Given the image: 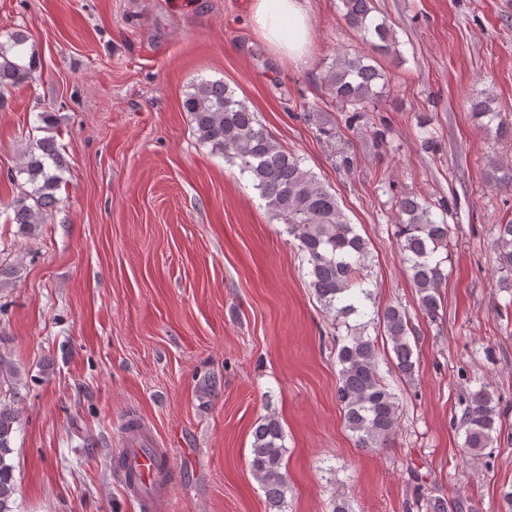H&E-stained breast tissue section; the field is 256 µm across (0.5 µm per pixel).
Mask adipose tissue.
<instances>
[{"mask_svg": "<svg viewBox=\"0 0 512 512\" xmlns=\"http://www.w3.org/2000/svg\"><path fill=\"white\" fill-rule=\"evenodd\" d=\"M252 20L277 55L300 66L307 64L309 16L304 0H253Z\"/></svg>", "mask_w": 512, "mask_h": 512, "instance_id": "obj_1", "label": "adipose tissue"}]
</instances>
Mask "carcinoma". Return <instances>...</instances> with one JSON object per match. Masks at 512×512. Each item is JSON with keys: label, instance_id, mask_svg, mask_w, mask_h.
Segmentation results:
<instances>
[{"label": "carcinoma", "instance_id": "cac0c4a2", "mask_svg": "<svg viewBox=\"0 0 512 512\" xmlns=\"http://www.w3.org/2000/svg\"><path fill=\"white\" fill-rule=\"evenodd\" d=\"M345 23L358 31L370 48L368 53L339 52L324 72L322 83L336 105L355 119L374 112L390 92L391 78L374 64L375 55L396 51L398 41L386 20L374 15V0H340ZM27 35L7 33L0 41V108L9 89L25 83L35 58L25 56ZM198 139L211 145L228 160L238 162L253 188L277 219L287 225L298 241L308 266L309 287L336 329V360L339 366L336 398L347 428L363 448H384L399 425L397 394L380 376L375 341L366 335L377 321L391 344L392 363L407 380L419 372V359L410 341L413 326L406 311L390 305L367 312L372 301L373 280L368 272V241L359 234L332 193L302 159L285 149L257 118L256 113L221 80L201 79L190 86L183 101ZM473 117L481 126L512 137V120L493 107L487 96L472 102ZM67 163L55 135L31 143L18 173L27 175L11 203L10 223L23 235L31 233L59 203L56 191L63 182ZM399 224L396 245L419 297L422 312L434 321L440 307L439 288L447 278L443 264L448 257L451 204L430 203L413 193L397 201ZM493 250L497 270L512 275V221L495 225ZM13 363L0 352V512H15L17 493L14 465L9 456L19 427V401ZM8 389H3L1 384ZM462 412L454 421L463 432L464 446L475 457L493 445L499 413L493 394L482 385L462 399ZM250 468L260 482L269 512H288L287 481L282 473L283 427L274 414L260 419L252 432Z\"/></svg>", "mask_w": 512, "mask_h": 512}]
</instances>
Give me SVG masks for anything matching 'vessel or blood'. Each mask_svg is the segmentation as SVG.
Instances as JSON below:
<instances>
[{
  "label": "vessel or blood",
  "mask_w": 512,
  "mask_h": 512,
  "mask_svg": "<svg viewBox=\"0 0 512 512\" xmlns=\"http://www.w3.org/2000/svg\"><path fill=\"white\" fill-rule=\"evenodd\" d=\"M122 475H133L134 494L150 502L156 512H169L171 469L163 455L153 448L149 436L141 430H126L114 451Z\"/></svg>",
  "instance_id": "1"
}]
</instances>
